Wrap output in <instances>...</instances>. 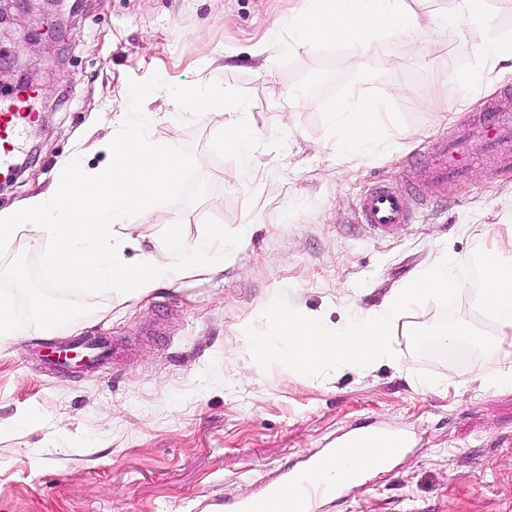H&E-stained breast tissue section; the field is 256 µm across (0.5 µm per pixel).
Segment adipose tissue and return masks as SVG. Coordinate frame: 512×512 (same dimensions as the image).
I'll list each match as a JSON object with an SVG mask.
<instances>
[{
    "label": "adipose tissue",
    "instance_id": "obj_1",
    "mask_svg": "<svg viewBox=\"0 0 512 512\" xmlns=\"http://www.w3.org/2000/svg\"><path fill=\"white\" fill-rule=\"evenodd\" d=\"M426 19L407 0H299L289 23L294 41L345 44L355 57L374 51L379 33L418 35ZM482 69L458 77L470 91L482 76L512 73V36L493 35L482 48ZM201 112L222 111L224 148L251 167L257 137L241 105L222 92L188 96ZM387 103L353 93L327 114L336 147L345 155L366 156L380 144L379 113ZM123 138L108 146V164L90 170L75 159L65 162L55 182L12 210L0 212V244L23 239L56 279L91 284L129 299L140 300L173 284L187 270L222 272L235 261L238 246L226 244L224 227L204 225L190 233L170 224L150 242L130 231V218L151 209L182 173L181 159L166 141L146 138L149 117L125 116ZM484 278L474 296L493 326L486 346L511 362L489 376L494 386L512 388V225H501L482 254Z\"/></svg>",
    "mask_w": 512,
    "mask_h": 512
}]
</instances>
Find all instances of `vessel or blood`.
<instances>
[{
    "label": "vessel or blood",
    "mask_w": 512,
    "mask_h": 512,
    "mask_svg": "<svg viewBox=\"0 0 512 512\" xmlns=\"http://www.w3.org/2000/svg\"><path fill=\"white\" fill-rule=\"evenodd\" d=\"M37 92L21 89L9 96L0 95V174H9L21 153L26 131L36 120L34 103ZM478 156L490 169L512 163V105L503 101L490 102L476 121L468 124L463 133L437 144L432 156L419 168L416 177L442 185L458 178L466 170L469 156ZM360 215L376 235L386 236L412 223L414 212L408 192L388 185L370 187L360 203ZM77 350L84 367L101 364L111 355L103 341L80 337ZM369 445L366 431L343 436L334 449L313 456L307 468L289 473L280 482L270 484L264 492L240 499L236 512H272L281 495L316 507L322 500L335 495L338 486L329 477L336 470L337 458H348Z\"/></svg>",
    "instance_id": "1"
}]
</instances>
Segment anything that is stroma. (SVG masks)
I'll list each match as a JSON object with an SVG mask.
<instances>
[{"mask_svg": "<svg viewBox=\"0 0 512 512\" xmlns=\"http://www.w3.org/2000/svg\"><path fill=\"white\" fill-rule=\"evenodd\" d=\"M431 16L426 56L397 34L353 66L343 45H291L293 0H83L68 21L44 0H0V94L33 80L42 122L29 133L26 169L0 178V210L48 187L66 160L103 166L101 146L125 133L124 113L151 116L149 138L171 141L180 180L134 234L167 225L221 223L243 242L222 273L186 272L149 297L125 300L49 278L17 239L0 246V292L12 296L18 333L0 343V512H213L283 479L309 452L354 428L407 436L386 471L322 501L317 512H512V388L469 383L494 371L490 355L460 362L412 350L410 331L444 312L405 313L397 360L310 377L261 369L245 354L280 289L303 312L342 322L379 306L442 255L468 263L494 231L512 225V165L420 184L412 224L389 236L359 217L373 183L402 186L412 161L459 134L492 96L471 91L459 109L451 73L479 68L483 27H456L452 0H408ZM222 91L249 112L257 167L224 149V115L178 105L185 92ZM392 102L383 132L393 152L337 153L326 114L350 92ZM301 106L289 107L292 94ZM81 302L83 314L39 335L36 290ZM77 335L120 349L90 371L57 372L40 349ZM436 379L421 391L409 380Z\"/></svg>", "mask_w": 512, "mask_h": 512, "instance_id": "stroma-1", "label": "stroma"}]
</instances>
